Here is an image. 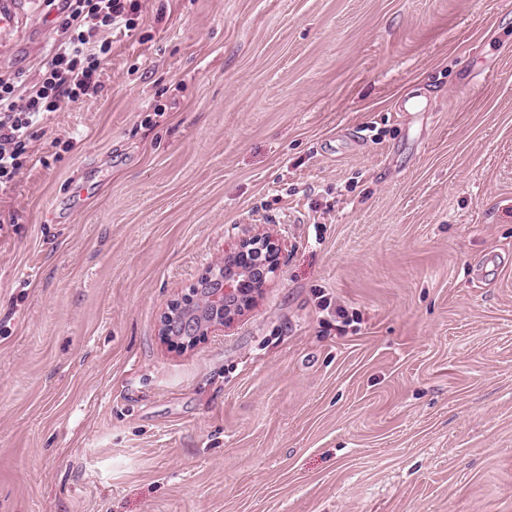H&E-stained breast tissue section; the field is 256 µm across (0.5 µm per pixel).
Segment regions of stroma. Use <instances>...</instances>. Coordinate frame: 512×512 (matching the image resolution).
I'll return each mask as SVG.
<instances>
[{
  "label": "stroma",
  "mask_w": 512,
  "mask_h": 512,
  "mask_svg": "<svg viewBox=\"0 0 512 512\" xmlns=\"http://www.w3.org/2000/svg\"><path fill=\"white\" fill-rule=\"evenodd\" d=\"M18 8L30 82L56 13ZM135 23L0 188V512H512V0ZM258 230L252 308L162 343ZM281 254L278 240L268 232L240 239L187 292L173 299L160 316L158 336L188 350L223 331L254 305L277 272Z\"/></svg>",
  "instance_id": "35a3bbf8"
}]
</instances>
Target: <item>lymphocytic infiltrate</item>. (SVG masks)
Returning <instances> with one entry per match:
<instances>
[{
    "label": "lymphocytic infiltrate",
    "instance_id": "obj_1",
    "mask_svg": "<svg viewBox=\"0 0 512 512\" xmlns=\"http://www.w3.org/2000/svg\"><path fill=\"white\" fill-rule=\"evenodd\" d=\"M58 34L36 81L19 89L0 76V186L31 160L41 125L62 105L97 95L112 52L110 36L132 31L140 0H57Z\"/></svg>",
    "mask_w": 512,
    "mask_h": 512
}]
</instances>
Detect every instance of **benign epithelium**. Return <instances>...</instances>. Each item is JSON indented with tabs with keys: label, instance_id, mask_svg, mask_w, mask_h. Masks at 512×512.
I'll use <instances>...</instances> for the list:
<instances>
[{
	"label": "benign epithelium",
	"instance_id": "obj_1",
	"mask_svg": "<svg viewBox=\"0 0 512 512\" xmlns=\"http://www.w3.org/2000/svg\"><path fill=\"white\" fill-rule=\"evenodd\" d=\"M282 250L267 232L239 240L193 283L173 299L158 323V336L182 350L204 342L248 311L277 272Z\"/></svg>",
	"mask_w": 512,
	"mask_h": 512
}]
</instances>
